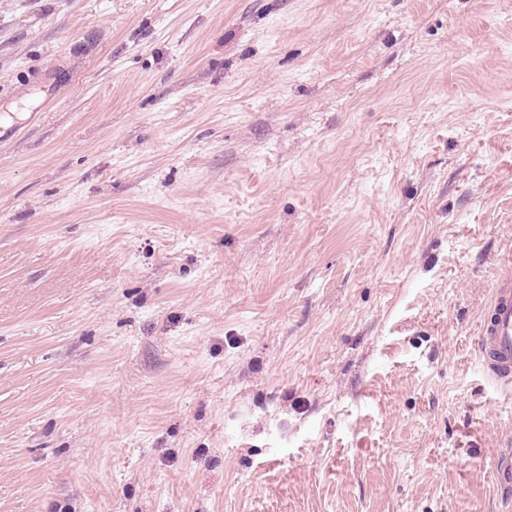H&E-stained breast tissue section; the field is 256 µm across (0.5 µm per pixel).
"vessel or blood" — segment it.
Masks as SVG:
<instances>
[{"label": "vessel or blood", "mask_w": 512, "mask_h": 512, "mask_svg": "<svg viewBox=\"0 0 512 512\" xmlns=\"http://www.w3.org/2000/svg\"><path fill=\"white\" fill-rule=\"evenodd\" d=\"M478 334L484 373L500 387L512 386V273H505L494 285Z\"/></svg>", "instance_id": "vessel-or-blood-1"}]
</instances>
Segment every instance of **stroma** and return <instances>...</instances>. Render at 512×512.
I'll return each mask as SVG.
<instances>
[{"label": "stroma", "mask_w": 512, "mask_h": 512, "mask_svg": "<svg viewBox=\"0 0 512 512\" xmlns=\"http://www.w3.org/2000/svg\"><path fill=\"white\" fill-rule=\"evenodd\" d=\"M0 512H512V0H0ZM478 334L484 373L500 387L508 388L512 384V273H505L494 285Z\"/></svg>", "instance_id": "1"}]
</instances>
